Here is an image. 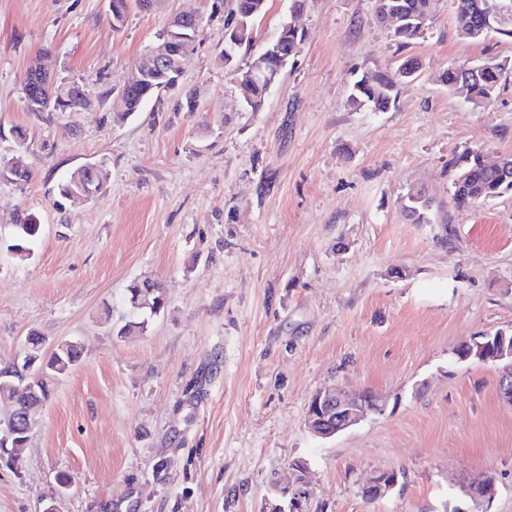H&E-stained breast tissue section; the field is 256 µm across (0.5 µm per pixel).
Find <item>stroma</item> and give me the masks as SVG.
I'll return each mask as SVG.
<instances>
[{"label": "stroma", "mask_w": 512, "mask_h": 512, "mask_svg": "<svg viewBox=\"0 0 512 512\" xmlns=\"http://www.w3.org/2000/svg\"><path fill=\"white\" fill-rule=\"evenodd\" d=\"M267 0L256 53L293 19ZM229 0L130 6L113 31L108 0H0V366L27 336L78 341L79 363L34 414L24 463H0V512H263L293 461L308 468L305 512H512V407L501 365L461 360L472 337L512 329V194L456 210L451 161L512 155V66L473 107L438 80L448 68L512 63V39L457 32L437 0L400 46L374 0H305L303 38L260 111L219 62ZM201 21L179 85L116 122L113 100L170 19ZM54 82L79 84L87 112H31L22 94L40 52ZM419 70L383 112L349 104L353 81ZM28 182L8 172L15 157ZM86 164L108 185L58 203ZM432 221L404 210L410 189ZM35 214L30 251L11 252ZM162 284L146 333L117 337L126 288ZM372 393L379 410L332 438L306 425L312 396ZM396 486L367 500L380 472ZM72 478L60 491L57 477ZM495 479L477 503L463 485Z\"/></svg>", "instance_id": "stroma-1"}]
</instances>
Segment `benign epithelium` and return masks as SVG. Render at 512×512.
<instances>
[{
    "instance_id": "7a95c632",
    "label": "benign epithelium",
    "mask_w": 512,
    "mask_h": 512,
    "mask_svg": "<svg viewBox=\"0 0 512 512\" xmlns=\"http://www.w3.org/2000/svg\"><path fill=\"white\" fill-rule=\"evenodd\" d=\"M482 21L479 27H472L474 36L489 37L490 34L504 30L512 24V9L500 3V0H481L477 3ZM197 17L192 14L174 16L160 41L144 54L137 72L120 89L117 97V111H125L124 101L127 95L151 82H164L165 91L177 88L182 73V63L188 55L185 44L192 40L195 33L194 23ZM27 100L37 98L48 89L51 67L47 63H38L29 68ZM277 73L268 70L265 58H257L251 63V77L275 84ZM486 349L477 355L481 362H496L509 359L512 362V335L497 330L485 333ZM499 395L502 402L512 407V365L499 379ZM379 410V404L372 395L351 396L340 390L324 389L317 391L310 400L306 421L310 431L317 437L329 438L345 431L364 419L370 411ZM33 427L35 420L32 410L15 412L10 415L5 426L0 427V446L7 449L10 441L20 433L22 426ZM397 484V476L389 472L377 473L363 487L366 498L377 500L385 496ZM275 491L286 503L268 501L264 512H303L305 498L310 496V484L306 473L295 471L293 477L284 485H278Z\"/></svg>"
}]
</instances>
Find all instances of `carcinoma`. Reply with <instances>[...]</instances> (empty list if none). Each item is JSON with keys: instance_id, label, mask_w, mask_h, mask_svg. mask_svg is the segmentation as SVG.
I'll return each instance as SVG.
<instances>
[{"instance_id": "carcinoma-1", "label": "carcinoma", "mask_w": 512, "mask_h": 512, "mask_svg": "<svg viewBox=\"0 0 512 512\" xmlns=\"http://www.w3.org/2000/svg\"><path fill=\"white\" fill-rule=\"evenodd\" d=\"M459 13L457 23L467 27L480 23L481 17L472 11L471 6L476 0H457ZM266 7V0H232L230 19L224 26V50L220 60L224 66L233 64L239 49L249 47L254 37L248 33L244 36L234 33L238 17L253 12L260 15ZM433 10V0H376L377 16L391 11L397 17L393 24L392 33L396 40L403 45L420 37L424 32L423 24L428 21ZM279 53H291L301 40L299 30L290 28L281 32ZM407 64H402L395 72H378L369 78H360L354 82L350 94V104L356 109L368 107L375 112L387 110L395 103L397 85L404 80L403 72ZM506 67L497 65L487 68L474 75L453 67L439 75V81L456 93L464 91L472 104L484 105L491 102L500 88V81ZM248 69L236 70L238 87L241 98L246 106L258 111L268 93L267 83L257 82L248 77ZM455 169L451 182V198L460 210H467L478 203L492 200L506 193L512 194V168L507 174L495 173L485 165L482 153L468 150L451 162ZM432 200L427 198L418 204L405 203L407 215L417 224L429 223V212ZM40 227L34 224L33 216L28 215L22 223L15 225L14 246L28 249L38 235ZM81 356V346L77 342H64L57 346L50 356L46 357L41 351V341L38 337L29 338V361L34 363L33 369L40 370L39 380L34 389L21 396H16L7 383L15 380V366L0 367V403H7L16 411L38 407L51 396L54 385L58 380L72 372Z\"/></svg>"}]
</instances>
